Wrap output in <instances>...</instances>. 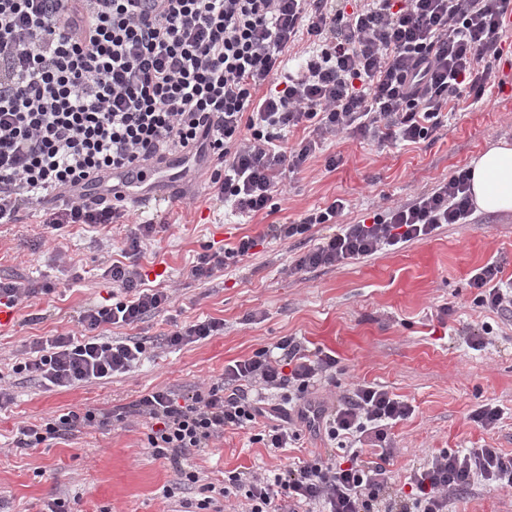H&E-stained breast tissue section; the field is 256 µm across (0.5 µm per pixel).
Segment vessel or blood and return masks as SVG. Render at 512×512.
Masks as SVG:
<instances>
[{"label": "vessel or blood", "mask_w": 512, "mask_h": 512, "mask_svg": "<svg viewBox=\"0 0 512 512\" xmlns=\"http://www.w3.org/2000/svg\"><path fill=\"white\" fill-rule=\"evenodd\" d=\"M207 164L205 157L179 154L168 157L156 170L123 169L104 174L100 181L82 190L81 195L89 204L119 196L146 212L159 208L177 195L179 182L188 169Z\"/></svg>", "instance_id": "obj_1"}]
</instances>
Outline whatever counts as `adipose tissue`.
<instances>
[{
  "label": "adipose tissue",
  "mask_w": 512,
  "mask_h": 512,
  "mask_svg": "<svg viewBox=\"0 0 512 512\" xmlns=\"http://www.w3.org/2000/svg\"><path fill=\"white\" fill-rule=\"evenodd\" d=\"M471 189L476 205L488 212L512 211V146L501 144L471 163Z\"/></svg>",
  "instance_id": "1"
}]
</instances>
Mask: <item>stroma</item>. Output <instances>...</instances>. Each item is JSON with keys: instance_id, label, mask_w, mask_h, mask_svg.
<instances>
[{"instance_id": "1", "label": "stroma", "mask_w": 512, "mask_h": 512, "mask_svg": "<svg viewBox=\"0 0 512 512\" xmlns=\"http://www.w3.org/2000/svg\"><path fill=\"white\" fill-rule=\"evenodd\" d=\"M494 80L489 101H461L447 126L423 143L380 146L359 137L327 143L301 173L285 177L275 209L249 218L225 214L207 199L205 177L189 173L183 198L160 208L168 230L148 242L137 260L150 286L171 290V306L144 322L109 327L106 334L150 341L173 324L209 318L223 321V334L176 349H151L128 373L70 389L48 391L14 377L12 400L0 406V495L12 512H42L54 497L78 498L81 512H176V499L163 495L175 474L147 448L140 420L37 449L16 447L17 428L87 405L123 406L157 388L187 391L222 377L225 365L284 336L335 354L336 373L323 394L339 397L355 384L374 383L412 407L391 430L400 450L389 465L394 488L402 487L426 454L444 448H496L512 455V321L476 306L469 286L476 270L492 260L504 262L512 275V211L479 209L473 223L448 224L365 260L294 275L288 269L298 255L333 234L335 226H314L304 242L267 234L269 225L337 199L346 205L339 222L357 223L378 207L412 201L499 142L512 143V34ZM331 155L338 160L333 169L326 165ZM41 220L40 210H29L0 232V276H48L58 284L55 294L18 307L14 325L0 331L5 375L26 344L78 331L83 307L112 302L103 267L120 258L126 225L100 231L75 225L48 234ZM245 236L258 240L253 255L207 284L187 279L207 247H230ZM444 306L451 310L445 317ZM484 325L490 334L483 347L472 348L468 334ZM485 405L501 412L491 430L471 419ZM328 449L306 432L295 447L271 450L252 432L229 429L193 463L206 481L218 482L229 471L273 470ZM452 508L512 512V488L478 484Z\"/></svg>"}]
</instances>
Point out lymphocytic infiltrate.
I'll return each mask as SVG.
<instances>
[{"label": "lymphocytic infiltrate", "mask_w": 512, "mask_h": 512, "mask_svg": "<svg viewBox=\"0 0 512 512\" xmlns=\"http://www.w3.org/2000/svg\"><path fill=\"white\" fill-rule=\"evenodd\" d=\"M512 0H0V224H14L33 204L66 198L43 225L92 229L128 221L122 202L90 207L82 187L101 172L135 168L164 154L195 150L212 161L216 203L252 216L282 194V176L300 173L317 150L347 134L417 143L447 121L462 96L482 102L503 55ZM307 56L289 62L301 43ZM308 137L289 144L291 129ZM471 172L459 169L413 202L386 207L371 221L336 224L294 268L338 266L469 224L476 209ZM342 200L272 224V238L304 236L336 223ZM243 237L200 254L187 271L203 283L250 255ZM487 263L469 282L480 306L512 315V277ZM113 302L80 312L79 334L40 339L13 374L46 389L71 388L129 372L145 341L115 340L105 327L131 325L172 301L147 287L137 264L105 270ZM330 352L292 336L224 368L217 381L183 393L151 391L129 405L86 406L24 424L20 448H38L128 418L146 424V445L176 479L163 490L182 512H214L237 499L240 512H449L481 482L512 487V456L496 448L426 455L395 491L387 466L398 450L393 424L411 407L382 386L361 383L338 400L317 398L336 371ZM278 395L275 404L267 395ZM256 430L268 448L302 432L324 438L339 455H314L277 471L230 472L202 482L194 455L229 429ZM379 448L377 460L363 458ZM199 489L197 499L186 490Z\"/></svg>", "instance_id": "obj_1"}]
</instances>
